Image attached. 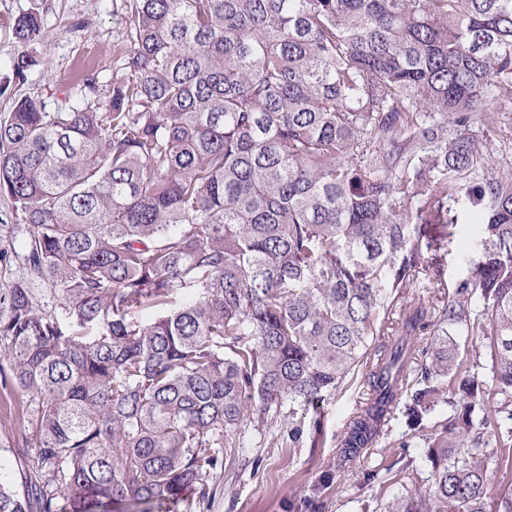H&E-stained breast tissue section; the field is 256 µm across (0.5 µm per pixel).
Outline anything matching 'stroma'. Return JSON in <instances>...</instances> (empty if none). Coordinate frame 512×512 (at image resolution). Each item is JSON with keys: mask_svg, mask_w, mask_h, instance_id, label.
Masks as SVG:
<instances>
[{"mask_svg": "<svg viewBox=\"0 0 512 512\" xmlns=\"http://www.w3.org/2000/svg\"><path fill=\"white\" fill-rule=\"evenodd\" d=\"M114 2L0 0V115L29 95L40 97L46 111H56L78 80L111 77L113 50L125 26L121 14L112 10ZM30 12L41 15L46 34L30 46L37 63L19 80L11 64L20 47L10 25ZM473 230L471 212L461 210L440 272L424 268L418 275L424 294L443 300L469 276L481 250ZM366 376V367H356L325 404L315 446L291 448L279 442L238 449L203 485L189 491L190 512H374L402 488L431 485L432 469L422 460L424 443L407 430L402 401L395 403L373 447L342 457L339 442L369 402ZM22 397L16 389L0 387V463L10 478L15 475L13 450L35 452L26 440L25 417L16 408ZM327 473L332 483L319 499L305 503L309 486Z\"/></svg>", "mask_w": 512, "mask_h": 512, "instance_id": "stroma-1", "label": "stroma"}]
</instances>
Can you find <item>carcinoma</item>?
<instances>
[{"label": "carcinoma", "instance_id": "carcinoma-1", "mask_svg": "<svg viewBox=\"0 0 512 512\" xmlns=\"http://www.w3.org/2000/svg\"><path fill=\"white\" fill-rule=\"evenodd\" d=\"M126 2L114 77L0 118V196L27 235L0 381L28 397L36 448L0 512H187L249 430L319 432L305 414L395 305L343 457L376 441L428 336L404 418L433 482L383 512H512V486L494 509L485 491L489 459L512 462V177L484 140L512 133V0ZM12 32L20 80L42 20ZM461 208L482 252L438 305L416 272ZM472 333L490 394L481 353L460 357ZM466 339V349L467 346L469 350H479L481 351V363L483 364V368L479 369L480 372V380L483 381L484 387H486L488 390L492 388V381H491V373H490V358L489 356H486L484 348H483V338L482 336H478L477 333H475L472 336H464L461 340V352H463L464 348V341Z\"/></svg>", "mask_w": 512, "mask_h": 512}]
</instances>
